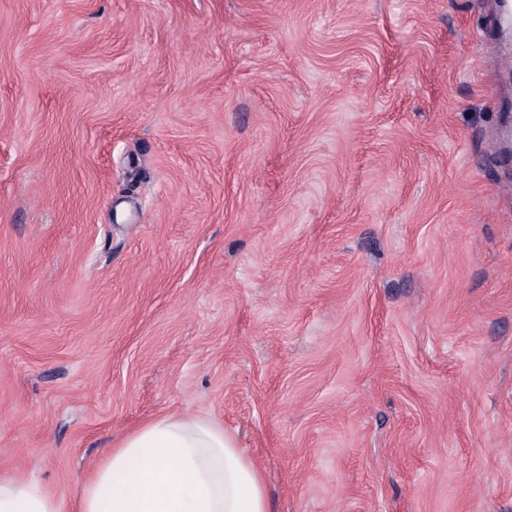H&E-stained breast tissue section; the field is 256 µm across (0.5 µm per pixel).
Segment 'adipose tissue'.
Returning <instances> with one entry per match:
<instances>
[{
	"label": "adipose tissue",
	"instance_id": "ef3b65f1",
	"mask_svg": "<svg viewBox=\"0 0 512 512\" xmlns=\"http://www.w3.org/2000/svg\"><path fill=\"white\" fill-rule=\"evenodd\" d=\"M0 512H270L263 472L206 415L151 419L115 443L75 504L0 469Z\"/></svg>",
	"mask_w": 512,
	"mask_h": 512
}]
</instances>
